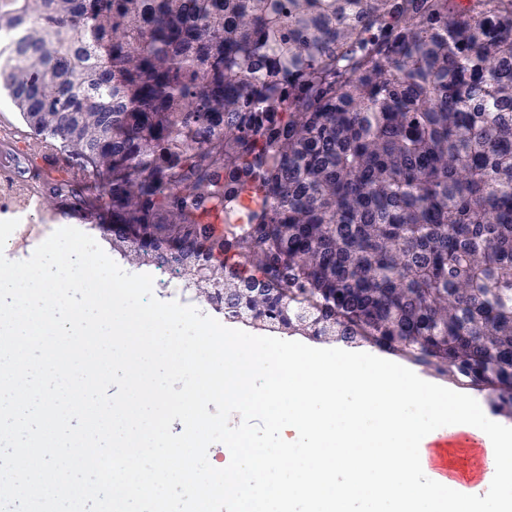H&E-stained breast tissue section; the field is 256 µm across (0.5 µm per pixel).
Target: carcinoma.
Segmentation results:
<instances>
[{
	"mask_svg": "<svg viewBox=\"0 0 512 512\" xmlns=\"http://www.w3.org/2000/svg\"><path fill=\"white\" fill-rule=\"evenodd\" d=\"M1 37L113 251L512 420V0H0Z\"/></svg>",
	"mask_w": 512,
	"mask_h": 512,
	"instance_id": "cac0c4a2",
	"label": "carcinoma"
}]
</instances>
